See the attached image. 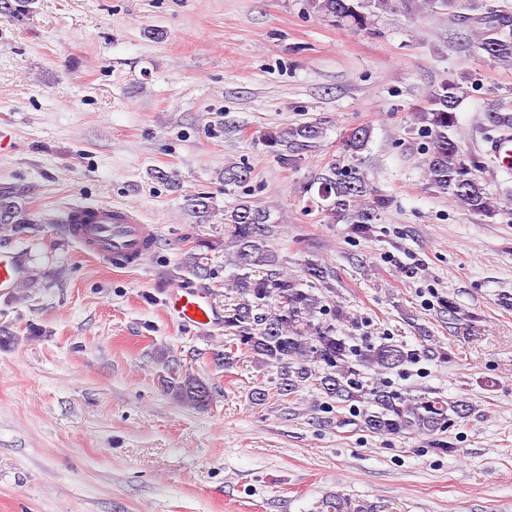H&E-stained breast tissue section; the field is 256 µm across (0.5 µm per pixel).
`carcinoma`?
<instances>
[{
  "label": "carcinoma",
  "instance_id": "cac0c4a2",
  "mask_svg": "<svg viewBox=\"0 0 512 512\" xmlns=\"http://www.w3.org/2000/svg\"><path fill=\"white\" fill-rule=\"evenodd\" d=\"M311 7L329 21L356 30H365L375 11L392 0H310ZM407 12L444 11L448 20L462 21L475 31L476 48L496 63L512 65V11L509 7L486 9L480 14H465L466 0H400ZM460 83L449 79L434 90L421 110V120L430 146L424 158L427 184L448 196L474 216L493 218L503 212L497 197L488 192L477 164L467 159L453 137L457 112L462 101ZM488 132L512 130V107L491 108L486 113ZM322 128L300 123L270 130L262 142L270 154L286 161L318 143ZM371 140V130L357 127L344 138L336 158L301 187L332 224H348L355 234H366L370 224L389 206L381 193L360 169L359 153ZM250 168L227 166L224 185L240 186L250 179ZM28 190L0 186V229L19 234L27 229ZM184 207L197 224H207L215 213L212 197L184 196ZM230 226L228 247L233 249L237 269L232 289L239 302L224 320L234 330L231 351L242 349L260 366L274 367L279 376L278 390L290 396L313 386L336 407L354 402L362 404L357 417L361 426L373 434L437 435L448 430L456 419L467 417L472 406L463 399L451 400L428 394L409 397L378 382L357 378V367L379 375L404 365L411 353L395 342H381L362 348L350 336H341L336 323L346 319L342 306L328 299L331 271L317 260H306L298 275L283 270V261L268 246L272 232L270 214L253 201L241 197L224 211ZM214 244L202 241L181 259L178 271L197 278L212 275L204 262V250ZM166 389L182 405L201 408L209 405L211 389L207 382L191 373H174L166 379ZM322 512H374V507L353 502L341 494L322 503Z\"/></svg>",
  "mask_w": 512,
  "mask_h": 512
}]
</instances>
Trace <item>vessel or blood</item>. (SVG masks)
Listing matches in <instances>:
<instances>
[{"label":"vessel or blood","instance_id":"obj_1","mask_svg":"<svg viewBox=\"0 0 512 512\" xmlns=\"http://www.w3.org/2000/svg\"><path fill=\"white\" fill-rule=\"evenodd\" d=\"M488 153L498 167L512 168V138L496 136L488 142ZM66 227L68 236L83 251L112 266L128 269L140 266L153 251L158 227L144 222L134 211L110 204L77 205L71 208ZM18 249H0V292L7 293L20 280ZM167 313L182 324L201 326L216 318L207 290L179 288L165 301Z\"/></svg>","mask_w":512,"mask_h":512}]
</instances>
